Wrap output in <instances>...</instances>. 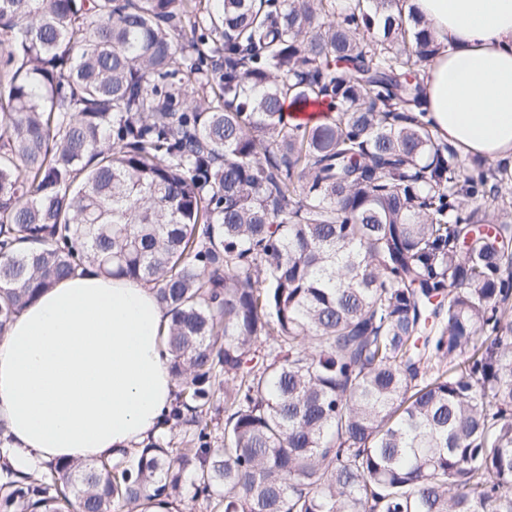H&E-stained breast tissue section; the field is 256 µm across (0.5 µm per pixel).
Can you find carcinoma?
<instances>
[{
  "mask_svg": "<svg viewBox=\"0 0 512 512\" xmlns=\"http://www.w3.org/2000/svg\"><path fill=\"white\" fill-rule=\"evenodd\" d=\"M406 3L0 0V335L92 266L153 285L178 386L0 512H512V166L425 121Z\"/></svg>",
  "mask_w": 512,
  "mask_h": 512,
  "instance_id": "cac0c4a2",
  "label": "carcinoma"
}]
</instances>
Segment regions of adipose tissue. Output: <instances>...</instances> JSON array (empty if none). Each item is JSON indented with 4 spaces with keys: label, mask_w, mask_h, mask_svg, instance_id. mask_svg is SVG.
<instances>
[{
    "label": "adipose tissue",
    "mask_w": 512,
    "mask_h": 512,
    "mask_svg": "<svg viewBox=\"0 0 512 512\" xmlns=\"http://www.w3.org/2000/svg\"><path fill=\"white\" fill-rule=\"evenodd\" d=\"M442 50L424 107L460 156L512 158V0H410ZM155 290L90 267L44 289L0 335V456L29 473L96 460L162 428L176 390Z\"/></svg>",
    "instance_id": "adipose-tissue-1"
}]
</instances>
